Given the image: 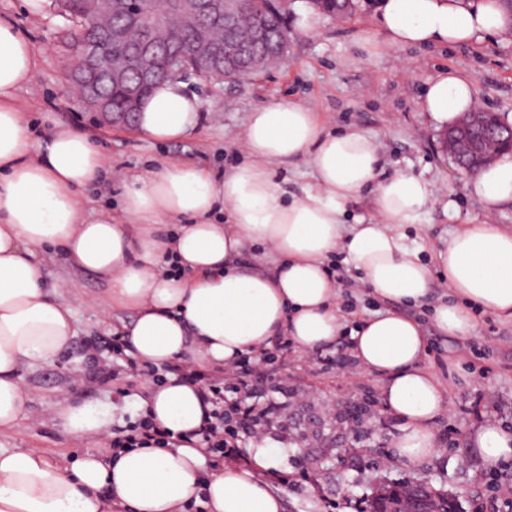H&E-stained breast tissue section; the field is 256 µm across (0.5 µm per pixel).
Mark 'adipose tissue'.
<instances>
[{
  "mask_svg": "<svg viewBox=\"0 0 512 512\" xmlns=\"http://www.w3.org/2000/svg\"><path fill=\"white\" fill-rule=\"evenodd\" d=\"M376 25L388 48L455 46L501 34L507 17L500 0H381ZM36 65L28 35L0 17V433L26 410L23 368L53 364L76 334L63 285L43 276L42 257L51 252L108 283L107 304L131 314L115 333L128 354L159 369L187 359L230 366L277 336L304 353L349 337L400 423L393 458L418 468L438 457L449 390L424 364L421 325L398 307L425 302L439 278L452 295L433 309L442 335L471 337L477 310L512 319V232L490 217L512 203V154L469 183L488 219L464 225L429 262L400 231L430 202L428 183L385 173L371 137L330 131L313 109L289 101L253 111L243 132L247 160L230 173L216 177L169 161L121 182L123 220L89 217L83 192L109 176V162L70 127L34 139L16 93ZM476 105L470 81L448 69L429 81L421 109L445 129ZM200 110L182 81L167 80L142 101L137 128L155 141L178 140L195 130ZM301 160L314 181L284 199L276 172ZM366 191L375 196L374 217L344 225ZM250 248L271 253L270 265L241 264ZM336 251L392 310L345 329L325 265ZM140 406L179 447L116 455L99 447L65 464L38 448H0V512H185L193 503L205 512H284L285 491H273L266 479L280 463L266 441L251 448L249 466L208 461L197 436L206 418L197 386L169 378L146 389ZM56 415L67 433L110 435V409L66 403ZM469 441L486 467L512 461V431L498 423H483Z\"/></svg>",
  "mask_w": 512,
  "mask_h": 512,
  "instance_id": "ef3b65f1",
  "label": "adipose tissue"
}]
</instances>
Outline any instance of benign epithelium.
<instances>
[{"label": "benign epithelium", "instance_id": "1", "mask_svg": "<svg viewBox=\"0 0 512 512\" xmlns=\"http://www.w3.org/2000/svg\"><path fill=\"white\" fill-rule=\"evenodd\" d=\"M241 0H176L177 11L186 23L197 29L192 57L206 63L214 77L223 79L231 74L240 81L249 77L269 62L253 56L235 57L224 53L223 46L212 43L206 33L208 26L234 25ZM80 70L68 74L77 96L92 110L112 125L129 123L141 102L142 91L166 77V72L154 64L157 48L147 37L132 46L131 56L139 62L136 80L129 79L128 59L111 57L100 51L99 40L74 36ZM106 76L122 89L124 104L117 106L112 96L104 95L96 87L97 78ZM442 146L453 157L466 176H472L490 165L499 154L512 152V124L498 118L493 112L475 110L463 114L453 128L442 136ZM435 493L428 488L402 494L387 493L386 512H434Z\"/></svg>", "mask_w": 512, "mask_h": 512}]
</instances>
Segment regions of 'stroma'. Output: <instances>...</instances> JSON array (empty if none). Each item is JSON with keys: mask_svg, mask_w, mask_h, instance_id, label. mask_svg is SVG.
Masks as SVG:
<instances>
[{"mask_svg": "<svg viewBox=\"0 0 512 512\" xmlns=\"http://www.w3.org/2000/svg\"><path fill=\"white\" fill-rule=\"evenodd\" d=\"M307 7L308 0L288 4V54L277 68L234 83L187 75L188 91L202 103L201 117L193 134L169 142L144 140L130 125L105 124L65 90L72 28L55 5L33 16L21 0H0V15L27 31L37 56L34 79L18 93L37 138L48 134L42 124L48 115L90 136L117 176H146L163 161L189 162L220 176L245 162L240 139L254 109L273 101L301 103L316 109L329 130L356 129L374 138L386 172L410 173L429 184L437 203L422 211L409 234L431 255L462 224L483 219L485 211L442 150L440 130L421 112L422 90L451 68L472 82L480 106L512 116V29L451 48H386L363 42L377 32L375 8L360 5L347 18L319 14L315 31L307 33L299 26ZM447 201L455 204L448 213L442 208ZM326 264L334 269L348 325L391 309V302L358 287L357 272L341 254H331ZM44 274L51 282H72L69 301L78 332L54 365L26 371L27 410L12 432L0 435V448H38L58 461L94 445L62 431L55 417L59 402L111 406L113 425L126 427L141 418L130 395L143 384L112 354L108 325L119 314L104 302L106 283L58 257L46 260ZM446 292L437 285L425 303L402 308L424 329L431 348L428 367L451 385L449 409L439 421L440 456L419 469L393 459L399 423L384 410L377 383L345 346L332 349L328 363L315 353L300 354L290 343L254 355L250 390L264 397L274 388L281 392L279 411L257 432L282 451L279 477L270 486L287 490L284 512H363L373 492L394 482L454 492L461 512H484L483 491L496 485L499 473H512V461L486 468L467 435L488 420L512 429V320L479 311L473 337L448 341L432 321Z\"/></svg>", "mask_w": 512, "mask_h": 512, "instance_id": "1", "label": "stroma"}]
</instances>
